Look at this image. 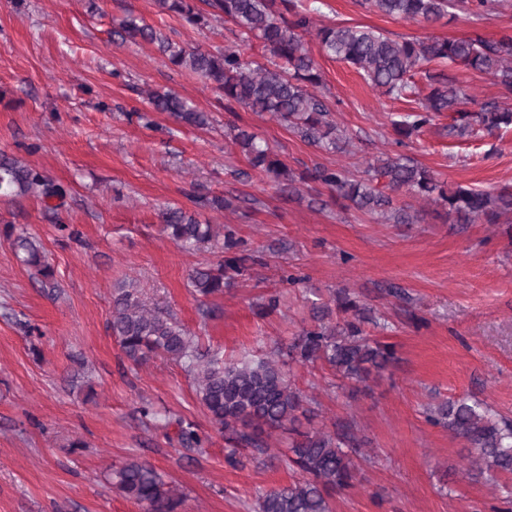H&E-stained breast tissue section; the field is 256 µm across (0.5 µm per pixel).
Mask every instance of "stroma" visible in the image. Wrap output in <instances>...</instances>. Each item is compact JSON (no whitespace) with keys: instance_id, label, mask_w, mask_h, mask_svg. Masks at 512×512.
<instances>
[{"instance_id":"35a3bbf8","label":"stroma","mask_w":512,"mask_h":512,"mask_svg":"<svg viewBox=\"0 0 512 512\" xmlns=\"http://www.w3.org/2000/svg\"><path fill=\"white\" fill-rule=\"evenodd\" d=\"M323 23L372 28L393 38L499 37L512 30V0L492 17L419 23L320 0ZM131 14L186 47L217 49L235 28L221 20L197 30L157 0H0V155L68 184L57 214L32 196L0 201V512H142L108 489L105 477L129 459L154 465L185 493L179 512H255L260 493L295 474L270 454L230 447L200 404L191 376L171 359L132 366L112 337V293L134 285L149 305L170 311L202 352L253 359L286 348L308 323L313 301L347 290L393 344L396 363L367 383L334 385L327 367L295 366L292 379L313 411L311 425H352L369 459L352 488L335 494L334 512H504L512 476L474 481L465 443L430 424L427 408L460 395L512 419V237L503 224L451 223L427 207L418 224H385L342 209L329 190L285 197L226 137L228 126L258 132L289 168L315 164L357 170L391 148L390 119L409 109L382 96L358 71L307 47L323 77L321 95L351 137V155L325 153L267 117L224 99L190 70L165 64L156 46L121 42L115 20ZM149 89L171 90L209 117L197 128L153 111ZM439 116L408 149L448 187L490 191L512 183V130L448 136ZM248 196L236 210L195 205L197 192ZM179 207L201 221L233 228L260 256L251 278L199 303L193 268L224 257L216 239L193 254L161 230ZM41 244L56 288L43 287L17 258L6 225ZM68 224L78 238L62 235ZM306 276L292 287L283 271ZM277 292V313L259 316L260 296ZM151 404L167 418L210 435L204 452L183 448L161 422L142 417Z\"/></svg>"}]
</instances>
